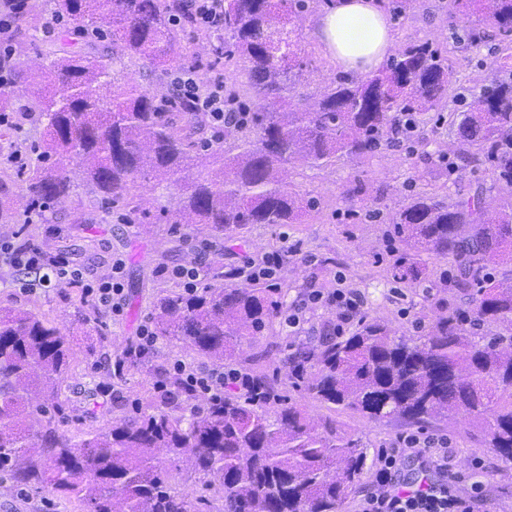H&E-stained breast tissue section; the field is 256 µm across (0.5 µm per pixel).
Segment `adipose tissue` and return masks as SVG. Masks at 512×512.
<instances>
[{"instance_id": "1", "label": "adipose tissue", "mask_w": 512, "mask_h": 512, "mask_svg": "<svg viewBox=\"0 0 512 512\" xmlns=\"http://www.w3.org/2000/svg\"><path fill=\"white\" fill-rule=\"evenodd\" d=\"M314 34L351 78L378 71L394 46L380 0H327Z\"/></svg>"}]
</instances>
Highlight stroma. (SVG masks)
I'll use <instances>...</instances> for the list:
<instances>
[{
    "label": "stroma",
    "mask_w": 512,
    "mask_h": 512,
    "mask_svg": "<svg viewBox=\"0 0 512 512\" xmlns=\"http://www.w3.org/2000/svg\"><path fill=\"white\" fill-rule=\"evenodd\" d=\"M323 0H310V9L299 20L302 57L306 65L299 92L312 96L337 74L335 62L312 35L314 21ZM39 42L23 48L21 59L32 68L42 67L44 55L60 33L50 0L38 6ZM396 46L412 40L432 43L448 55L455 73L449 94L457 96L479 87L494 63H508L512 57V35L470 23L453 14L448 0H415L405 14L391 16ZM184 47L180 58L167 70H151L141 60H126L115 71V83L135 81L149 89L170 94L172 81L187 66L212 65L225 83H238L248 92L249 83L234 62H215L212 46L202 30L192 25L177 26ZM478 48H470L472 39ZM458 144L447 123L435 113L420 116L418 134L360 159L337 158L334 164L316 168L296 161L288 164V180L293 190L306 200L315 201L298 224H253L239 235L215 240L204 235L188 238L169 232L158 220L159 201L151 184L141 181L133 188L134 200L141 206L140 216H126L121 210L106 211L79 181L78 161L68 169L77 188L62 211L46 215L43 223L11 224L7 233L19 234L21 241L49 244L52 253L66 254L84 271V280L93 283L107 274L113 263L123 265L119 316L102 317L93 335H83L75 317L85 291L57 283L38 288L35 293L0 283V306L23 308L54 320L74 341L70 361L68 405L57 414L59 431L80 437L90 430L111 428L113 420L129 414L135 400L154 392L157 369L172 371L174 363L198 368L207 360L198 358L186 346L157 340L152 351L132 361L125 351L127 343L138 340L141 326L151 319L158 298L184 293L182 282L172 276L174 268L201 261L205 274L200 284L242 286L248 279L240 269L249 256L276 252L283 267L270 287L278 291V313L261 336L245 339L243 358L277 381L290 404L314 418L333 417L347 433L362 437L369 460H378L383 448L408 434L444 436L452 465L463 478L464 487L474 488L479 496V512H512V461L487 447L479 423L466 415L418 427L398 420L375 421L363 414L332 409L315 400L307 391L293 385L285 375L282 361L296 349L317 345L326 324L334 320V309L327 304H308L312 291H331L339 286L352 288L360 297L366 318H375L403 331L415 325H432L439 315L466 305V297L455 288H433L426 283L393 280L389 267L405 247L390 237L391 214L412 196L427 193L455 198L460 193H481L489 215L512 207V196L499 191L495 176L486 167H462L457 158ZM84 214L86 221L74 224L71 214ZM206 256H199L200 247ZM306 305V318L297 333H289L285 320L294 307ZM98 387L95 407H87L88 384ZM0 512H83L77 502L31 486H23L0 472Z\"/></svg>",
    "instance_id": "1"
}]
</instances>
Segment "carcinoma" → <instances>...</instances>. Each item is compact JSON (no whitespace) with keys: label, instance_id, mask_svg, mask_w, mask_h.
<instances>
[{"label":"carcinoma","instance_id":"cac0c4a2","mask_svg":"<svg viewBox=\"0 0 512 512\" xmlns=\"http://www.w3.org/2000/svg\"><path fill=\"white\" fill-rule=\"evenodd\" d=\"M69 24L44 72L51 89L33 99L44 127L42 151L23 188L25 210L55 208L76 185L65 162L78 159L89 192L105 209L137 207V179L177 192L171 221L190 234H239L251 224H295L315 206L283 181L293 161L323 166L336 156L360 158L395 140L400 116L414 117L448 100L452 69L427 42L412 41L372 77L338 76L311 106L300 109L297 85L304 63L295 23L308 0H224V29L213 34L217 58L243 63L258 100L244 121L224 125L231 147L203 149L206 119L138 83L112 90L110 66L137 57L163 68L179 55L169 21L179 0H53ZM457 13L512 33V0H452ZM33 0H0L16 45L36 41ZM475 104L448 113L464 146L461 159L490 168L512 195V67H490ZM37 76L11 49L0 54V113L15 111L7 89ZM204 168L197 175L191 164ZM406 247L394 265L397 280L431 278L416 259L429 251L450 261L441 287L468 296L467 308L441 316L420 335L376 319L356 332L327 333L319 345L287 356V377L321 402L373 420L412 424L451 413L484 419L482 435L512 459V211L485 217L482 203L419 195L391 218ZM279 308L269 288L209 285L168 295L154 305L156 334L177 340L215 363H234L242 340L265 329ZM500 325L506 333L481 336ZM73 351L52 321L0 307V471L24 484L48 487L80 501L85 512H201L203 499L179 493L158 461L163 451L217 492V512H338L367 470L366 445L334 419H315L281 395L275 381L250 373L257 394L204 400L176 377L161 381L131 415L73 442L56 434L48 410L63 411L62 383ZM46 416L39 430L32 416Z\"/></svg>","mask_w":512,"mask_h":512}]
</instances>
